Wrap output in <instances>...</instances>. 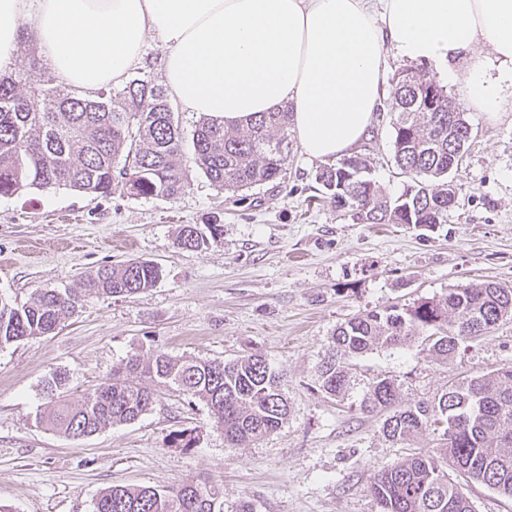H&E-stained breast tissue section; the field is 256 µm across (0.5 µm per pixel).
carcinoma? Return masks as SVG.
Listing matches in <instances>:
<instances>
[{
	"label": "carcinoma",
	"mask_w": 512,
	"mask_h": 512,
	"mask_svg": "<svg viewBox=\"0 0 512 512\" xmlns=\"http://www.w3.org/2000/svg\"><path fill=\"white\" fill-rule=\"evenodd\" d=\"M21 85L27 86L24 95ZM390 86L386 107L393 159L413 185L388 197L360 157L322 169L317 179L327 202L352 212L361 224H441L456 205L449 175L472 138L471 125L445 86L423 68L399 71ZM289 125L285 111L261 112L232 128L203 117L191 138L193 162L211 184L244 201L245 191L277 182L287 169ZM187 181L183 131L165 89L150 76L134 77L94 99L45 71L0 78V197L30 187L65 186L95 197L120 188L135 198L174 199ZM177 242L190 250L210 245L193 224L182 226ZM160 277L158 264L129 260L90 272L84 287L128 296L153 287ZM77 303L78 296L66 289L42 290L23 304L0 299V347L54 333ZM508 317L512 287L494 283L453 288L437 301L402 310L390 306L361 314L336 328L330 355L319 369L320 387L331 398L345 397L356 382L347 358L398 347L419 334L433 337L430 350L447 360L465 339L490 334ZM282 377L259 353L221 361L132 352L85 400L65 396L68 376L53 374L44 385L53 409L40 422L78 440L137 420L151 409L153 388L171 387L203 402L225 441L237 447L276 432L287 419ZM397 389L395 379L374 377L360 408L383 415V433L392 440L410 442L431 428L442 431L444 447L380 470L371 485L380 512H472L468 498L448 478L447 463L512 497L511 365L454 381L438 398L414 406L399 404ZM93 512H221V504L216 491L200 483L167 489L117 485L97 496Z\"/></svg>",
	"instance_id": "carcinoma-1"
}]
</instances>
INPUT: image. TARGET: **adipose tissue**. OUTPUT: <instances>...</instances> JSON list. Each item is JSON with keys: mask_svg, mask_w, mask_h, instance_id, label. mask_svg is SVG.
Masks as SVG:
<instances>
[{"mask_svg": "<svg viewBox=\"0 0 512 512\" xmlns=\"http://www.w3.org/2000/svg\"><path fill=\"white\" fill-rule=\"evenodd\" d=\"M27 24L48 70L85 93L120 84L157 38L182 110L228 127L287 110L312 160L367 135L388 56L434 64L480 112L512 90V0H0V71Z\"/></svg>", "mask_w": 512, "mask_h": 512, "instance_id": "ef3b65f1", "label": "adipose tissue"}]
</instances>
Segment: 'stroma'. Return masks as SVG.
<instances>
[{
  "label": "stroma",
  "instance_id": "obj_1",
  "mask_svg": "<svg viewBox=\"0 0 512 512\" xmlns=\"http://www.w3.org/2000/svg\"><path fill=\"white\" fill-rule=\"evenodd\" d=\"M499 116L466 111L473 129L452 174L456 205L433 227L360 224L323 200L322 161L293 150L282 187L235 203L197 169L173 200L117 192L94 198L66 187L0 198V298L23 303L46 288H75L92 270L131 259L162 269L134 296L86 293L51 335L0 348V504L10 512H93L104 489L184 482L213 486L224 512H379L370 492L383 467L439 447L425 431L403 444L359 408L362 385L395 378L402 404L443 393L449 380L512 365V319L464 341L443 361L423 338L356 360L357 388L331 399L318 367L338 325L368 311L438 300L484 281L512 286V94ZM386 113L355 149L384 192L411 184L391 160ZM184 224L220 233L202 250L176 243ZM230 360L258 352L285 373L286 422L230 447L208 407L160 388L150 411L73 440L40 423L45 381L69 376L88 397L129 352ZM191 434L190 448L171 445Z\"/></svg>",
  "mask_w": 512,
  "mask_h": 512
}]
</instances>
